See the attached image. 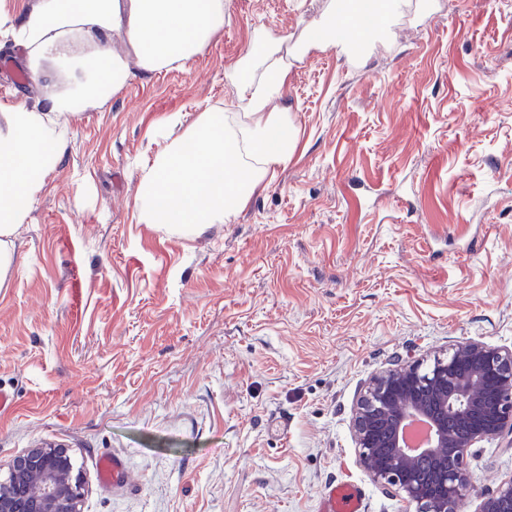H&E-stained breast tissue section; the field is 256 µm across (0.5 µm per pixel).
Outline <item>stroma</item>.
I'll list each match as a JSON object with an SVG mask.
<instances>
[{
    "label": "stroma",
    "mask_w": 512,
    "mask_h": 512,
    "mask_svg": "<svg viewBox=\"0 0 512 512\" xmlns=\"http://www.w3.org/2000/svg\"><path fill=\"white\" fill-rule=\"evenodd\" d=\"M358 59L317 51L277 101L288 163L228 224H142L133 199L164 121L229 105L224 73L255 29L306 40L328 0H226L185 66L133 70L73 123L0 284V481L68 449L81 512H318L327 486L404 512L359 462L353 409L395 358L512 348V0H426ZM0 48V103L40 83ZM123 456L133 482H102ZM479 494L512 479V436L465 458Z\"/></svg>",
    "instance_id": "obj_1"
}]
</instances>
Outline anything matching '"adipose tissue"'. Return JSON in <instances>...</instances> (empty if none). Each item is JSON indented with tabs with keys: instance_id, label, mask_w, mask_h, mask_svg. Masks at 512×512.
Returning <instances> with one entry per match:
<instances>
[{
	"instance_id": "1",
	"label": "adipose tissue",
	"mask_w": 512,
	"mask_h": 512,
	"mask_svg": "<svg viewBox=\"0 0 512 512\" xmlns=\"http://www.w3.org/2000/svg\"><path fill=\"white\" fill-rule=\"evenodd\" d=\"M223 28L224 0H36L20 19L0 13V34L23 48L33 78L44 60H78L85 70L70 89L0 113V283L15 262L17 230L67 149L72 120L122 90L132 68L157 73L185 64ZM116 41L123 52L113 51ZM280 44L259 31L227 70L236 111L211 106L183 132L163 133L139 175L140 223H227L294 154L296 129L274 105L289 73Z\"/></svg>"
}]
</instances>
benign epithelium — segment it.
I'll return each instance as SVG.
<instances>
[{
	"label": "benign epithelium",
	"mask_w": 512,
	"mask_h": 512,
	"mask_svg": "<svg viewBox=\"0 0 512 512\" xmlns=\"http://www.w3.org/2000/svg\"><path fill=\"white\" fill-rule=\"evenodd\" d=\"M465 428L448 429V414ZM422 421L427 444L409 447L403 430ZM353 430L364 469L374 482L394 486L415 512H460L472 493L465 456L469 448L512 433V350L470 341L427 366L398 361L375 377L360 397ZM431 469L425 477L418 463ZM81 476L65 448H31L0 482V512H80ZM478 512H512V478L480 498Z\"/></svg>",
	"instance_id": "1"
}]
</instances>
